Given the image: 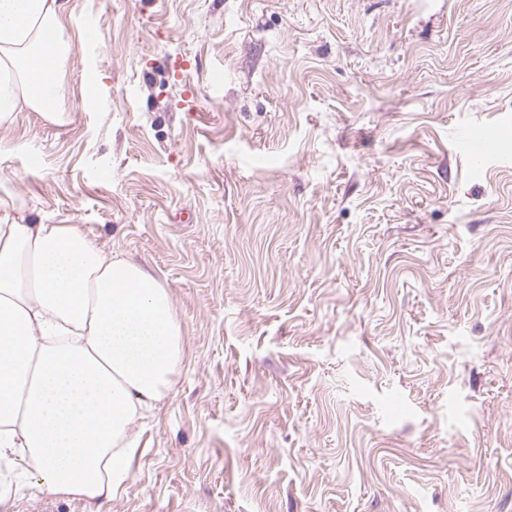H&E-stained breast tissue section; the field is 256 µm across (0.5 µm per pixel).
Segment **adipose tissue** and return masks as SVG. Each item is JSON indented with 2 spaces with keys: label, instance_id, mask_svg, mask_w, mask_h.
I'll use <instances>...</instances> for the list:
<instances>
[{
  "label": "adipose tissue",
  "instance_id": "ef3b65f1",
  "mask_svg": "<svg viewBox=\"0 0 512 512\" xmlns=\"http://www.w3.org/2000/svg\"><path fill=\"white\" fill-rule=\"evenodd\" d=\"M70 52L59 0H0V125L59 104ZM184 361L142 265L74 224L0 223V461L41 493L112 497Z\"/></svg>",
  "mask_w": 512,
  "mask_h": 512
}]
</instances>
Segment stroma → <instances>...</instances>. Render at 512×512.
Listing matches in <instances>:
<instances>
[{
	"mask_svg": "<svg viewBox=\"0 0 512 512\" xmlns=\"http://www.w3.org/2000/svg\"><path fill=\"white\" fill-rule=\"evenodd\" d=\"M0 222L168 288L185 364L112 500L0 512H512V0H63ZM41 162L31 166V155ZM498 131V128L484 127L470 133L463 143L466 154L481 160L487 158L490 142L496 137Z\"/></svg>",
	"mask_w": 512,
	"mask_h": 512,
	"instance_id": "1",
	"label": "stroma"
}]
</instances>
